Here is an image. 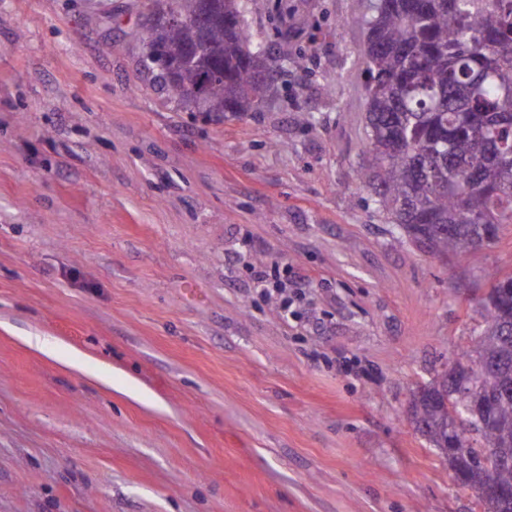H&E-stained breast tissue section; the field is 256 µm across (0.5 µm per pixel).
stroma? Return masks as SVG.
Instances as JSON below:
<instances>
[{"mask_svg": "<svg viewBox=\"0 0 512 512\" xmlns=\"http://www.w3.org/2000/svg\"><path fill=\"white\" fill-rule=\"evenodd\" d=\"M141 3L0 0V512H480L408 415L477 294L357 180L368 0H254L307 61L219 119Z\"/></svg>", "mask_w": 512, "mask_h": 512, "instance_id": "obj_1", "label": "stroma"}]
</instances>
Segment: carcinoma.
I'll use <instances>...</instances> for the list:
<instances>
[{
  "label": "carcinoma",
  "instance_id": "cac0c4a2",
  "mask_svg": "<svg viewBox=\"0 0 512 512\" xmlns=\"http://www.w3.org/2000/svg\"><path fill=\"white\" fill-rule=\"evenodd\" d=\"M251 0H154L170 12H192L201 22L146 30L142 43L163 47L175 62L191 59L170 78L148 61L144 72L168 100L195 107L198 79L218 67L207 97L224 111L249 115L273 95L272 72L305 59L264 56L248 20ZM360 19L364 57L365 142L358 174L377 212L395 225L401 245L464 262L475 238L494 244L512 224V0H378ZM501 301L481 307L469 350L478 381L448 392V374L412 403L415 428L438 449L448 414L475 408L467 456L494 452L500 482L512 486V274H493Z\"/></svg>",
  "mask_w": 512,
  "mask_h": 512
}]
</instances>
